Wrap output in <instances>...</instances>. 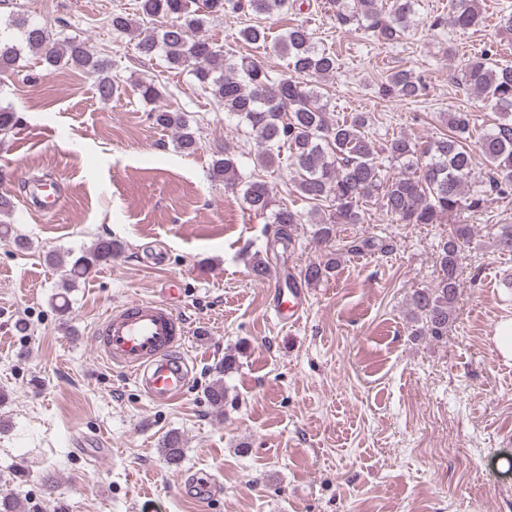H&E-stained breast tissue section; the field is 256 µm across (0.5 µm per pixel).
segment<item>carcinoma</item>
Wrapping results in <instances>:
<instances>
[{"label":"carcinoma","instance_id":"carcinoma-1","mask_svg":"<svg viewBox=\"0 0 512 512\" xmlns=\"http://www.w3.org/2000/svg\"><path fill=\"white\" fill-rule=\"evenodd\" d=\"M418 0H330L336 24L352 31H368L378 41L391 42L409 29L416 15ZM246 10L256 16L273 18L288 9V0H138L137 11L144 19L164 21L159 29H139L135 50L151 60L161 54L168 68L188 72L213 102L234 115L264 147L257 165L270 170L280 165L282 151H287L293 169V186L313 205L316 215L328 204L330 213L315 220V238L329 244L338 224L366 222L364 205L376 201L397 224H438L441 219L477 212L493 194L512 191V66L499 65L481 57L470 62L460 81L489 101L497 114L493 127L470 146L473 132L464 112L448 113V132L418 144L405 135L386 140L381 148L369 136L370 116L356 112L335 122L327 117L328 102L317 86L303 78L321 79L336 72V53L317 46L307 25L300 23L286 30L275 49L288 58V73L278 77L250 57H238L222 50L213 40L200 34L212 20L227 10ZM483 23L480 0H449L447 24L461 32ZM250 44H264L266 28L252 25L240 31ZM39 55L50 73L74 66L97 75L99 99L108 101L118 92L109 76L111 61L87 48L85 42L69 38L53 39L45 24L15 19L0 29V71L9 70L23 51ZM144 103L151 105L163 96L155 80L137 83ZM423 85L412 71L394 69L386 77L383 92L402 100L421 96ZM150 121L176 134V147L191 155L199 148V121L178 109L155 107ZM392 162L407 166L421 165L398 177L384 174L379 153ZM426 162H421V159ZM487 167L486 186L467 195L465 185L477 159ZM210 177L232 190L238 188L246 208L266 215L275 225L268 248L279 245L288 250L293 232L303 223L301 212L279 202L266 181L240 172L239 156L230 152L215 156ZM473 237L471 225L460 220L452 224L439 246V280L432 288L415 291L411 298L412 322L424 324L434 336L448 330V322L460 288L459 260L462 250ZM500 251L512 252V224H502L495 237ZM123 244L112 238H99L90 248L70 262L60 287L75 286L78 279L96 266L112 261ZM342 252L325 263H311L304 271V281L314 285L323 280L340 262ZM272 269L268 254L255 252L249 271L257 280L268 278ZM168 464H180L182 439L170 434L164 442Z\"/></svg>","mask_w":512,"mask_h":512}]
</instances>
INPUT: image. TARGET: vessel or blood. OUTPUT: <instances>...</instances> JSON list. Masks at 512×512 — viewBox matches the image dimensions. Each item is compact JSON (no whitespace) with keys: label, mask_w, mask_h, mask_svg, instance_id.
Returning <instances> with one entry per match:
<instances>
[{"label":"vessel or blood","mask_w":512,"mask_h":512,"mask_svg":"<svg viewBox=\"0 0 512 512\" xmlns=\"http://www.w3.org/2000/svg\"><path fill=\"white\" fill-rule=\"evenodd\" d=\"M30 192L47 213L61 200L58 187L48 181L32 185ZM305 302L306 290L296 281L285 298L277 299L274 311L293 324L301 318ZM187 334L186 322L167 303L137 300L110 309L98 324L93 343L109 366L132 375L151 403L170 405L184 396L192 375L185 354ZM215 492L207 475L195 477L183 490L196 501L210 499Z\"/></svg>","instance_id":"vessel-or-blood-1"}]
</instances>
